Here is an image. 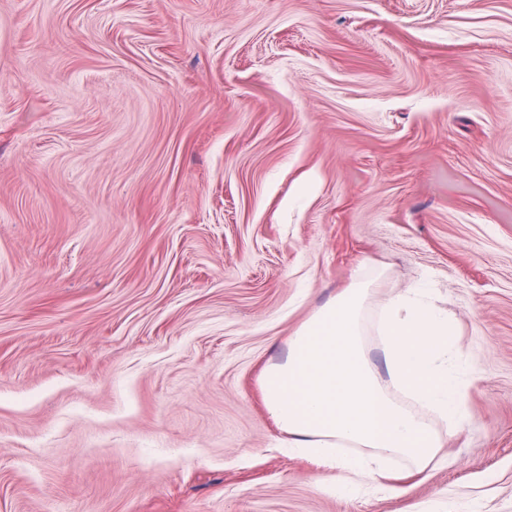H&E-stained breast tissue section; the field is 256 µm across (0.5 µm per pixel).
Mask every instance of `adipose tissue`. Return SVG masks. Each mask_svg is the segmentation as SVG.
Returning a JSON list of instances; mask_svg holds the SVG:
<instances>
[{
  "label": "adipose tissue",
  "mask_w": 512,
  "mask_h": 512,
  "mask_svg": "<svg viewBox=\"0 0 512 512\" xmlns=\"http://www.w3.org/2000/svg\"><path fill=\"white\" fill-rule=\"evenodd\" d=\"M359 280L305 321L279 361L260 370L265 408L289 450L328 468L337 492L353 494L356 477L386 479L393 455L424 469L443 435L466 420L456 324L409 288L379 303ZM373 308L385 376L371 364L363 315Z\"/></svg>",
  "instance_id": "obj_1"
}]
</instances>
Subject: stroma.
Wrapping results in <instances>:
<instances>
[{"instance_id": "stroma-1", "label": "stroma", "mask_w": 512, "mask_h": 512, "mask_svg": "<svg viewBox=\"0 0 512 512\" xmlns=\"http://www.w3.org/2000/svg\"><path fill=\"white\" fill-rule=\"evenodd\" d=\"M357 277L471 358L403 497L259 392ZM0 512H512V0H0Z\"/></svg>"}]
</instances>
